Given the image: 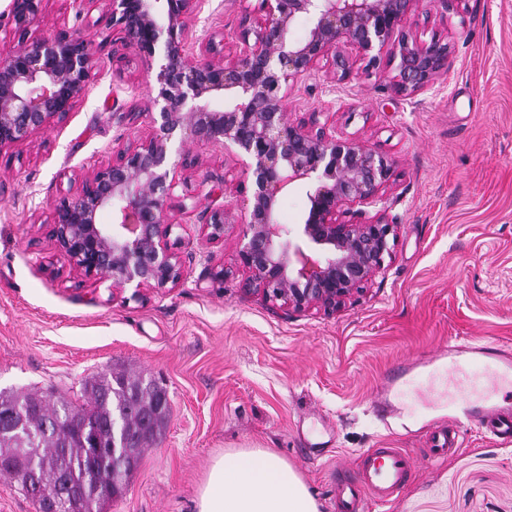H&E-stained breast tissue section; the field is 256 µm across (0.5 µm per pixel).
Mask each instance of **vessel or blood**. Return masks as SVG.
I'll use <instances>...</instances> for the list:
<instances>
[{
    "mask_svg": "<svg viewBox=\"0 0 512 512\" xmlns=\"http://www.w3.org/2000/svg\"><path fill=\"white\" fill-rule=\"evenodd\" d=\"M447 358L448 379L456 381L465 374L468 363L482 366L480 375L469 378L468 392L462 396V414L467 423L487 428L492 435L512 440V412L503 411L498 400L504 389L512 386V345L501 342L461 343L455 340L434 354L415 358L393 368L383 384L384 392L374 398L380 417L394 415L391 392L406 384L421 365ZM357 474L341 478L337 486L338 512H364L366 501H386L408 479L412 463L401 448H367L355 457Z\"/></svg>",
    "mask_w": 512,
    "mask_h": 512,
    "instance_id": "1",
    "label": "vessel or blood"
}]
</instances>
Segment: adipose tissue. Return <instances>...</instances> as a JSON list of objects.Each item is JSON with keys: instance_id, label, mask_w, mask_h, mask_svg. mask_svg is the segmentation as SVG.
Returning a JSON list of instances; mask_svg holds the SVG:
<instances>
[{"instance_id": "1", "label": "adipose tissue", "mask_w": 512, "mask_h": 512, "mask_svg": "<svg viewBox=\"0 0 512 512\" xmlns=\"http://www.w3.org/2000/svg\"><path fill=\"white\" fill-rule=\"evenodd\" d=\"M196 512H319L287 461L267 448H233L216 457L201 485Z\"/></svg>"}]
</instances>
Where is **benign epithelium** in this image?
I'll return each mask as SVG.
<instances>
[{
    "mask_svg": "<svg viewBox=\"0 0 512 512\" xmlns=\"http://www.w3.org/2000/svg\"><path fill=\"white\" fill-rule=\"evenodd\" d=\"M49 0H10L11 29L0 38V152L66 118L84 100L108 61L129 53L161 64L158 92L125 113L126 125L151 117L153 131L137 141L112 142V157L82 176L53 210L49 233L69 273L110 282L112 293L171 291L186 269L171 243L178 225L170 212L186 151H218L237 161L253 184L243 200L227 185L210 189L224 203L199 213L211 242L227 226H242L236 264L241 288L277 305L286 316L336 312L385 271L397 239L390 214L394 161L354 136H338L329 111L343 106L340 85L351 73V48L366 67L389 74L396 95L413 100L433 92L448 68V39L422 40L410 25L428 4L448 18L456 0H230L240 32L220 53L211 28L199 26L202 0H72L82 10L103 4L112 16V53L96 55L86 35L63 27L31 36ZM312 26L291 38L295 18ZM324 73L329 99L303 118L288 112L289 82ZM308 183L309 206L292 231L277 221L279 198ZM103 211L112 223H99Z\"/></svg>",
    "mask_w": 512,
    "mask_h": 512,
    "instance_id": "1",
    "label": "benign epithelium"
}]
</instances>
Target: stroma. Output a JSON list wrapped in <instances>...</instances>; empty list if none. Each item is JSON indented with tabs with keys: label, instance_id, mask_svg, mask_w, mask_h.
<instances>
[{
	"label": "stroma",
	"instance_id": "35a3bbf8",
	"mask_svg": "<svg viewBox=\"0 0 512 512\" xmlns=\"http://www.w3.org/2000/svg\"><path fill=\"white\" fill-rule=\"evenodd\" d=\"M63 24L107 56L112 22L101 7L79 14L70 0H49L32 34ZM411 24L452 45L437 92L403 100L359 60L330 118L337 134L395 160L400 219L385 273L335 313L288 317L245 293L234 269L240 226L209 243L182 213L180 288L135 299L60 276L54 206L110 158L119 113L157 88V61L127 55L125 85L104 70L65 120L0 153V391L79 404L85 381L112 367L168 394L160 443L102 512H195L212 460L256 446L288 461L320 512H336V469L385 447L405 449L413 472L370 512H512V440L469 427L456 450L432 457L429 434L449 411L432 375L401 396V419L383 422L371 408L395 361L451 339L512 343V0H462L449 21L421 11ZM187 176L194 197L220 179L238 196L251 190L218 152H200Z\"/></svg>",
	"mask_w": 512,
	"mask_h": 512
}]
</instances>
